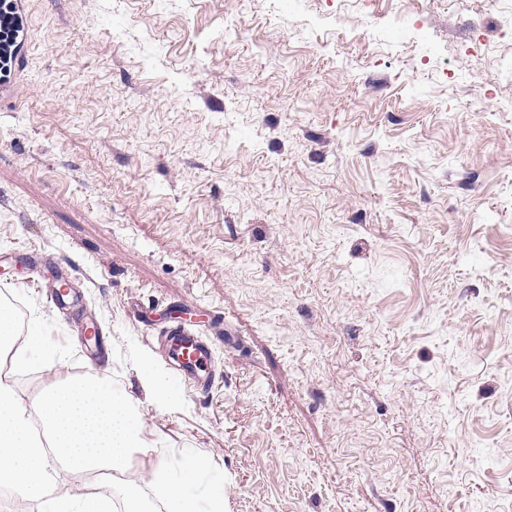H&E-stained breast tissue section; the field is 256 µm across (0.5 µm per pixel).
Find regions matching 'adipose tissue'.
Wrapping results in <instances>:
<instances>
[{
  "label": "adipose tissue",
  "mask_w": 512,
  "mask_h": 512,
  "mask_svg": "<svg viewBox=\"0 0 512 512\" xmlns=\"http://www.w3.org/2000/svg\"><path fill=\"white\" fill-rule=\"evenodd\" d=\"M40 336L17 334L13 309L0 303V353L15 363L28 362L39 348ZM144 444L135 405L107 392L95 377L60 380L32 405L22 404L13 387L0 380V485L18 495L43 500L45 512H112L106 496L83 488L55 498L45 496L48 483L67 485L76 473H119ZM206 456L196 455L180 464V476L171 480L155 475L153 498L125 489L123 512H224V491L195 493L208 469Z\"/></svg>",
  "instance_id": "1"
}]
</instances>
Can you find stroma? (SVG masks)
<instances>
[{"instance_id":"1","label":"stroma","mask_w":512,"mask_h":512,"mask_svg":"<svg viewBox=\"0 0 512 512\" xmlns=\"http://www.w3.org/2000/svg\"><path fill=\"white\" fill-rule=\"evenodd\" d=\"M511 25L512 0H35L0 257L51 262L0 266V299L56 363L0 359L17 399L97 375L138 406L140 490L202 453L224 512H512ZM148 301L238 339L208 394Z\"/></svg>"}]
</instances>
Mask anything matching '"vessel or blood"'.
Returning <instances> with one entry per match:
<instances>
[{"instance_id":"b4317fda","label":"vessel or blood","mask_w":512,"mask_h":512,"mask_svg":"<svg viewBox=\"0 0 512 512\" xmlns=\"http://www.w3.org/2000/svg\"><path fill=\"white\" fill-rule=\"evenodd\" d=\"M33 46L31 0H0V110L18 106V88ZM156 340L177 380L209 387L214 356L207 337L171 316Z\"/></svg>"}]
</instances>
